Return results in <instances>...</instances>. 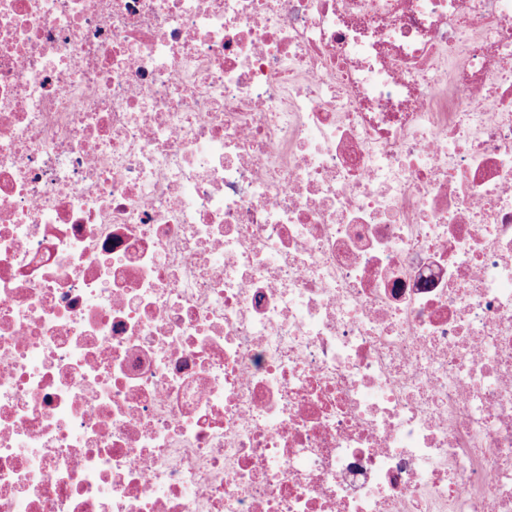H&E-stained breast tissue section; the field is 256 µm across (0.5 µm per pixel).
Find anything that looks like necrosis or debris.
Listing matches in <instances>:
<instances>
[{"label":"necrosis or debris","mask_w":512,"mask_h":512,"mask_svg":"<svg viewBox=\"0 0 512 512\" xmlns=\"http://www.w3.org/2000/svg\"><path fill=\"white\" fill-rule=\"evenodd\" d=\"M0 512H512V0H0Z\"/></svg>","instance_id":"4bbe7bcc"}]
</instances>
